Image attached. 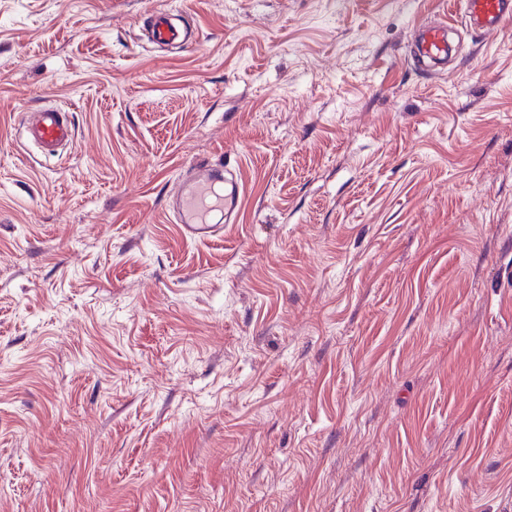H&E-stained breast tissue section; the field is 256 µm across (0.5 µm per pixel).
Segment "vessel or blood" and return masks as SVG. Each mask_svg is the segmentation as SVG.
Listing matches in <instances>:
<instances>
[{"mask_svg": "<svg viewBox=\"0 0 512 512\" xmlns=\"http://www.w3.org/2000/svg\"><path fill=\"white\" fill-rule=\"evenodd\" d=\"M470 24L485 34H492L506 18L512 17V0H465ZM417 54L432 65L446 63L448 58V23L444 20L417 25ZM159 44L176 43L179 31L166 13H158L151 30ZM19 139L24 147L34 148L44 158H59L77 142L78 133L69 114L61 108H42L22 116ZM240 203V185L235 168L227 164L191 165L177 196L168 209L184 237L209 240L218 237L223 224L210 220L212 213L224 215V222L235 220Z\"/></svg>", "mask_w": 512, "mask_h": 512, "instance_id": "vessel-or-blood-1", "label": "vessel or blood"}]
</instances>
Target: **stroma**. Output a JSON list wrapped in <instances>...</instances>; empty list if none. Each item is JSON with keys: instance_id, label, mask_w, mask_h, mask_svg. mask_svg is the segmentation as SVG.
Wrapping results in <instances>:
<instances>
[{"instance_id": "35a3bbf8", "label": "stroma", "mask_w": 512, "mask_h": 512, "mask_svg": "<svg viewBox=\"0 0 512 512\" xmlns=\"http://www.w3.org/2000/svg\"><path fill=\"white\" fill-rule=\"evenodd\" d=\"M450 7L0 0V512H512V21L412 61ZM151 35L153 41L158 44H173L181 38L179 31L169 23L165 12L157 13L153 21ZM417 54L423 61L437 66L448 58V21L439 20L417 24ZM18 132L21 144L45 159L62 157L78 137L68 111L61 108H42L22 116ZM240 203L236 169L224 165L193 164L186 171L177 196L168 203L184 237L210 240L218 237L223 224H213L209 216L224 213V222H233Z\"/></svg>"}]
</instances>
